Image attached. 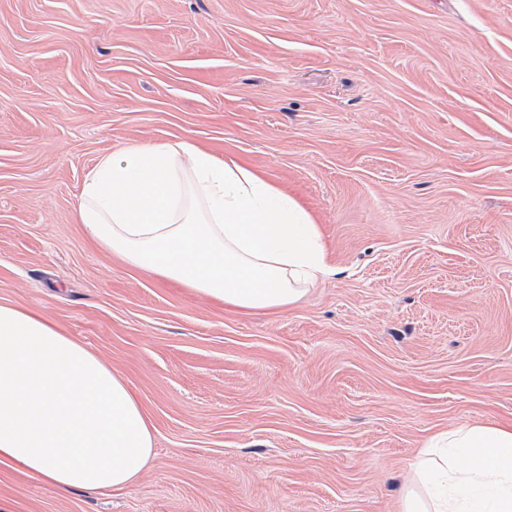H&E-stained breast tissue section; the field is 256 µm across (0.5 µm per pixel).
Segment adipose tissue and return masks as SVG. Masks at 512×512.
<instances>
[{
    "label": "adipose tissue",
    "instance_id": "ef3b65f1",
    "mask_svg": "<svg viewBox=\"0 0 512 512\" xmlns=\"http://www.w3.org/2000/svg\"><path fill=\"white\" fill-rule=\"evenodd\" d=\"M75 217L132 266L242 310L294 304L330 271L296 200L183 140L102 156ZM152 453L150 423L119 375L46 317L0 304V464L99 490L129 486ZM404 512H512V426L432 436Z\"/></svg>",
    "mask_w": 512,
    "mask_h": 512
}]
</instances>
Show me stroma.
<instances>
[{"label": "stroma", "mask_w": 512, "mask_h": 512, "mask_svg": "<svg viewBox=\"0 0 512 512\" xmlns=\"http://www.w3.org/2000/svg\"><path fill=\"white\" fill-rule=\"evenodd\" d=\"M186 140L318 224L246 312L74 219L104 154ZM0 304L134 390L122 490L0 465V512H402L429 438L512 425V0H0Z\"/></svg>", "instance_id": "35a3bbf8"}]
</instances>
